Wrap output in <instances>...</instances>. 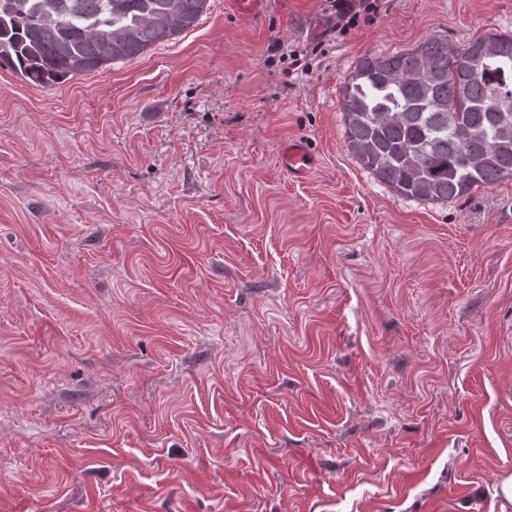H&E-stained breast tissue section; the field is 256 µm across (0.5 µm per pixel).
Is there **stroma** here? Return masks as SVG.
Masks as SVG:
<instances>
[{
  "label": "stroma",
  "mask_w": 512,
  "mask_h": 512,
  "mask_svg": "<svg viewBox=\"0 0 512 512\" xmlns=\"http://www.w3.org/2000/svg\"><path fill=\"white\" fill-rule=\"evenodd\" d=\"M332 27L207 0L53 88L0 68V512H512V181L401 197L341 111L362 58L512 0ZM323 46L324 44L318 43L311 48L309 53H300L295 50L288 51V49L284 52L285 48L280 43H275L271 46L270 52L274 55L279 54L280 59L288 60V73L293 74L294 71L298 70L306 71L310 65L311 55L317 56L318 53H322ZM282 154L288 173L296 179L306 178L311 166V156L305 144H290Z\"/></svg>",
  "instance_id": "1"
}]
</instances>
